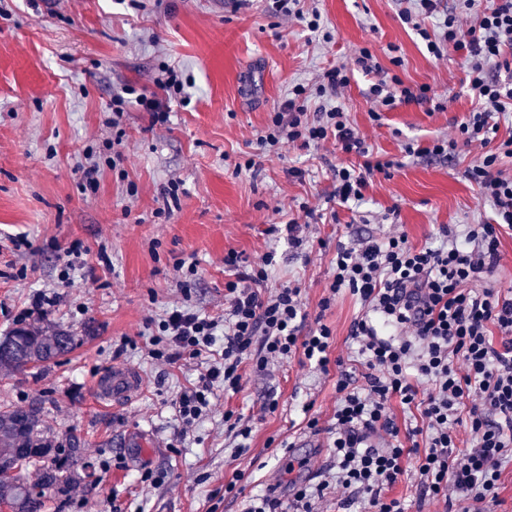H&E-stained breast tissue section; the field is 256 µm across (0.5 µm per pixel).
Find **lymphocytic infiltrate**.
I'll use <instances>...</instances> for the list:
<instances>
[{
	"label": "lymphocytic infiltrate",
	"mask_w": 512,
	"mask_h": 512,
	"mask_svg": "<svg viewBox=\"0 0 512 512\" xmlns=\"http://www.w3.org/2000/svg\"><path fill=\"white\" fill-rule=\"evenodd\" d=\"M400 13L435 58L455 53L466 69L470 88L480 101L460 124L454 138L427 144L408 143L407 155L449 158L459 146H479V161L465 171L482 199L492 207L485 224H468L446 232L439 246L415 247L405 235L376 241L363 238L339 245L330 295L348 291L363 313L350 337L366 371L363 377L339 371L336 412L330 427L336 458L333 481L315 487L293 486L289 499L264 493L248 501L245 512H314V500L331 489L348 500L362 498L369 512H407L404 500L388 490L407 471L419 476L421 499L464 502L463 512H493L505 459H512V290L475 288V281L493 275L500 259V230H512V177L502 170L512 160V136L500 138V117L512 112V84L494 78L495 70L512 68V0H459L458 8L442 10L441 0H409ZM355 67L373 79L369 116L381 122L401 103H433L428 85H404L396 70L401 57L382 66L377 55L362 48ZM157 91L146 94L126 88L112 101V120L120 122L127 101L147 112L152 124L169 120L168 100L184 90L182 69L163 65ZM317 89L321 100L308 117L307 88L295 84L258 139L261 149L289 142L308 149L334 140L354 159L334 168L341 203L361 200L375 174H389L396 163L374 156L365 138L349 121L339 101L350 77L345 67H331ZM224 264L235 272L225 283L228 307L215 318L184 304L168 310L152 340L151 358L169 364L204 359L198 383L182 391L175 407L183 424L198 420L216 390L239 392L243 368L264 369L272 358L303 355L322 374H329L333 334L325 324L305 330L306 314L299 281L266 294L274 252L259 262L243 264L228 251ZM430 391L420 395V384ZM418 411L420 422L400 429L393 403ZM466 425L472 444L459 451L456 428ZM385 445L372 444L379 433Z\"/></svg>",
	"instance_id": "lymphocytic-infiltrate-1"
}]
</instances>
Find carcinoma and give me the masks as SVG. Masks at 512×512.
<instances>
[{
	"label": "carcinoma",
	"instance_id": "cac0c4a2",
	"mask_svg": "<svg viewBox=\"0 0 512 512\" xmlns=\"http://www.w3.org/2000/svg\"><path fill=\"white\" fill-rule=\"evenodd\" d=\"M5 342L15 351L0 354V366L16 370L49 363L75 346V338L62 330L28 328L8 332L0 338V344ZM26 468L38 472L33 485L21 476ZM89 468L80 441L72 439L65 448L43 425L40 402L26 409H0V503L12 512H42L47 495H64Z\"/></svg>",
	"mask_w": 512,
	"mask_h": 512
}]
</instances>
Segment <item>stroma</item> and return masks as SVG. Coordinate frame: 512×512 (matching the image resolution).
I'll list each match as a JSON object with an SVG mask.
<instances>
[{
  "label": "stroma",
  "instance_id": "obj_1",
  "mask_svg": "<svg viewBox=\"0 0 512 512\" xmlns=\"http://www.w3.org/2000/svg\"><path fill=\"white\" fill-rule=\"evenodd\" d=\"M0 15V337L35 291L57 296L38 326L76 339L73 350L46 366L0 369V408L41 402L44 423L60 440L79 439L93 463L91 480L66 498H47L43 512H243L250 497L275 491L287 498L289 480L314 485L331 477L334 457L326 431L336 412V377L300 362L245 366L239 393L216 391L209 408L185 426L174 408L195 385L196 360L167 364L149 357L150 340L166 310L191 300L219 316L226 307L224 254L256 262L276 251L269 285L301 283L308 327L333 332L331 360L360 371L350 337L361 313L348 292L321 310L340 244L354 234L383 239L406 235L424 246L442 225L482 224L492 210L464 177L480 148L452 159L406 157L407 140L454 137L477 105L455 56L433 58L404 24L401 0H314L331 41L271 11L269 0H5ZM381 59L402 57L397 74L407 85H428L443 111L401 105L382 122L369 117L367 77L353 72L340 94L351 124L378 155L399 160L391 176L375 174L361 201L334 200L332 165L343 161L334 140L318 149L281 145L258 169L236 172L254 152L270 114L294 84L316 89L323 72L351 65L361 48ZM193 79L189 104H170V121L151 125L129 108L119 129L108 106L125 85L155 91L164 63ZM100 165L98 188L86 186L85 148ZM122 160L113 163V152ZM292 168L302 177L289 176ZM326 215L307 223L300 203ZM306 223L310 248L289 252L267 232L272 222ZM28 244L13 249L11 238ZM85 267L71 282L58 274L69 246ZM107 250L111 268L99 260ZM196 257L198 273L181 280L177 259ZM136 371L145 389L112 405L98 400L95 381L112 366ZM277 401L269 410V401ZM233 411L251 429L248 450L224 428ZM322 432L305 430L304 413ZM293 441L288 469L276 442ZM235 481L232 493L224 485Z\"/></svg>",
  "mask_w": 512,
  "mask_h": 512
}]
</instances>
